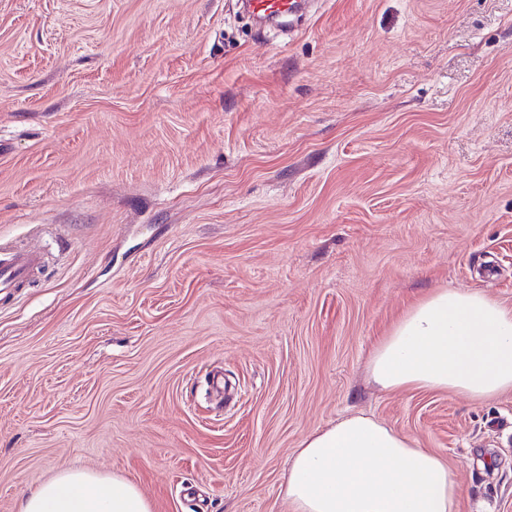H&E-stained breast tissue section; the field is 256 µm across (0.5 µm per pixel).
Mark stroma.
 <instances>
[{"label": "stroma", "mask_w": 512, "mask_h": 512, "mask_svg": "<svg viewBox=\"0 0 512 512\" xmlns=\"http://www.w3.org/2000/svg\"><path fill=\"white\" fill-rule=\"evenodd\" d=\"M0 512L65 468L153 512H291L362 413L512 512V391L368 383L439 288L512 308V0H0ZM250 8L258 15H283L296 12L297 1L293 0H249ZM43 264L40 251L0 239V302H9L27 288Z\"/></svg>", "instance_id": "35a3bbf8"}]
</instances>
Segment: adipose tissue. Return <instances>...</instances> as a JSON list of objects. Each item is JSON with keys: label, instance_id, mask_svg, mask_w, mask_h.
<instances>
[{"label": "adipose tissue", "instance_id": "ef3b65f1", "mask_svg": "<svg viewBox=\"0 0 512 512\" xmlns=\"http://www.w3.org/2000/svg\"><path fill=\"white\" fill-rule=\"evenodd\" d=\"M370 381L487 400L512 391V308L478 291L436 290L399 318L369 360ZM293 512H457L447 462L356 414L309 433L288 468ZM18 512H152L126 478L69 468L30 489Z\"/></svg>", "mask_w": 512, "mask_h": 512}]
</instances>
